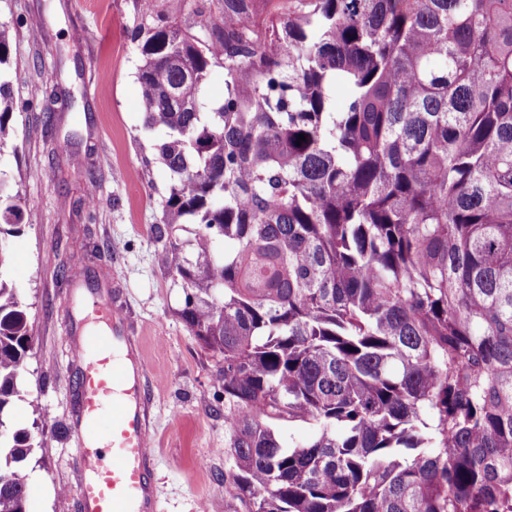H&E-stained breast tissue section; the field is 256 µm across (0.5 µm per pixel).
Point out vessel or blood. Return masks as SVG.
Wrapping results in <instances>:
<instances>
[{
  "label": "vessel or blood",
  "mask_w": 512,
  "mask_h": 512,
  "mask_svg": "<svg viewBox=\"0 0 512 512\" xmlns=\"http://www.w3.org/2000/svg\"><path fill=\"white\" fill-rule=\"evenodd\" d=\"M69 330L78 369L75 434L85 450L82 512H157L138 340L122 308L97 291Z\"/></svg>",
  "instance_id": "vessel-or-blood-1"
}]
</instances>
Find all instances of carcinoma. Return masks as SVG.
I'll return each mask as SVG.
<instances>
[{
	"mask_svg": "<svg viewBox=\"0 0 512 512\" xmlns=\"http://www.w3.org/2000/svg\"><path fill=\"white\" fill-rule=\"evenodd\" d=\"M220 20L132 36L171 180L155 234L224 389V512H512V0ZM13 107L0 79V152ZM21 215L0 191V238ZM33 342L0 278V512H28L44 447L4 420ZM293 422L314 433L286 446Z\"/></svg>",
	"mask_w": 512,
	"mask_h": 512,
	"instance_id": "obj_1",
	"label": "carcinoma"
}]
</instances>
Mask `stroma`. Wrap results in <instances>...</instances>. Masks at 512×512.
<instances>
[{"mask_svg": "<svg viewBox=\"0 0 512 512\" xmlns=\"http://www.w3.org/2000/svg\"><path fill=\"white\" fill-rule=\"evenodd\" d=\"M169 8L170 0H0L15 98L0 179L24 212L6 241V277L21 291L34 336L9 419L35 424L47 441L26 463L30 512H81L68 329L79 286L101 269L111 274L103 291L124 305L148 368L162 512H224V391L213 358L181 318L183 289L155 236L170 176L154 149L160 132L144 126L141 54L130 38L142 18ZM52 71L59 100L48 106L44 77ZM101 74L107 85H97Z\"/></svg>", "mask_w": 512, "mask_h": 512, "instance_id": "stroma-1", "label": "stroma"}]
</instances>
